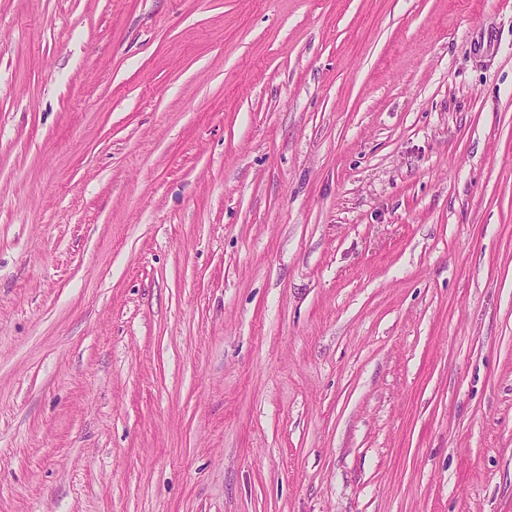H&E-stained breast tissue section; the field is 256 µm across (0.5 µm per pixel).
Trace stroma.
<instances>
[{"label": "stroma", "instance_id": "stroma-1", "mask_svg": "<svg viewBox=\"0 0 512 512\" xmlns=\"http://www.w3.org/2000/svg\"><path fill=\"white\" fill-rule=\"evenodd\" d=\"M0 512H512V0H0Z\"/></svg>", "mask_w": 512, "mask_h": 512}]
</instances>
